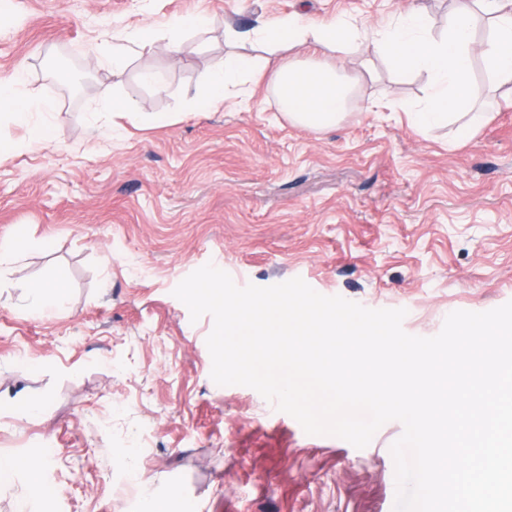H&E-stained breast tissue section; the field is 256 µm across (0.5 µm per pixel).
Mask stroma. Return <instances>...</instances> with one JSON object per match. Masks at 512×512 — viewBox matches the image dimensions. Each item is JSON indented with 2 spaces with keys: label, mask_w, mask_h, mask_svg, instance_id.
<instances>
[{
  "label": "stroma",
  "mask_w": 512,
  "mask_h": 512,
  "mask_svg": "<svg viewBox=\"0 0 512 512\" xmlns=\"http://www.w3.org/2000/svg\"><path fill=\"white\" fill-rule=\"evenodd\" d=\"M454 0H0V80L50 104L58 137L31 150L0 112V458L39 464L0 481V512H394L390 421L362 449L304 432L256 390L211 378V316L173 291L206 264L237 286L295 277L370 309H406L404 331L437 335L456 310L512 301V92L474 53L475 111L412 127L424 75L365 46L342 55L357 103L336 129L292 124L267 78L201 117L192 98L223 61L224 24L302 11L378 27L421 8L433 35ZM208 25L178 55L128 44L120 72L103 39L178 17ZM161 78L141 82L142 72ZM119 96L136 106L112 115ZM62 279L38 316L30 282ZM57 451L37 453L44 436ZM95 59L99 63H112V69L120 68L124 61L123 46L108 40L102 41L94 50Z\"/></svg>",
  "instance_id": "obj_1"
}]
</instances>
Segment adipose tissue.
I'll return each mask as SVG.
<instances>
[{"mask_svg": "<svg viewBox=\"0 0 512 512\" xmlns=\"http://www.w3.org/2000/svg\"><path fill=\"white\" fill-rule=\"evenodd\" d=\"M479 9L490 17L493 27L483 56L497 83L512 86V0H458L446 32L438 37L431 34L424 15L417 10L401 13L393 23L371 32L343 17L309 22L295 12L260 22L253 36L286 54L270 73L269 83L292 124L315 130L336 127L356 99V85L334 62L318 60L317 53L340 54L364 42L374 55L388 59L398 70L427 75L429 92L408 113L412 126L427 128L470 104L475 12ZM302 47L309 52L304 60L293 55ZM263 73L265 66L256 57L228 55L212 73L205 94L195 100L196 112L217 110L246 80L258 79ZM21 83L18 76L0 82V107L26 128L29 146H46L55 140L56 127L49 120L32 123V112L44 109L45 104L20 94Z\"/></svg>", "mask_w": 512, "mask_h": 512, "instance_id": "adipose-tissue-1", "label": "adipose tissue"}]
</instances>
